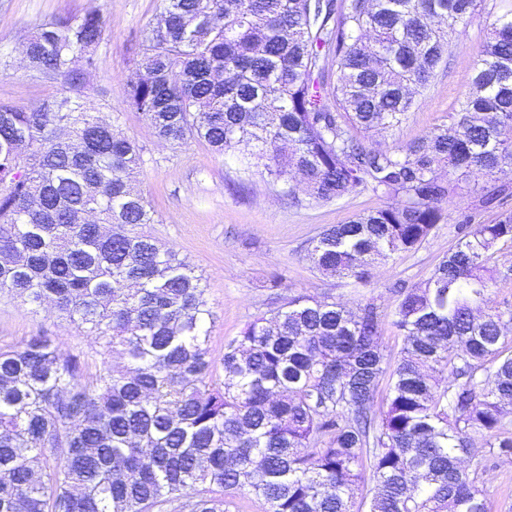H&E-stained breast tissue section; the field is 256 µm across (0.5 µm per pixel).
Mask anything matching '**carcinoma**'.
Instances as JSON below:
<instances>
[{"label":"carcinoma","mask_w":512,"mask_h":512,"mask_svg":"<svg viewBox=\"0 0 512 512\" xmlns=\"http://www.w3.org/2000/svg\"><path fill=\"white\" fill-rule=\"evenodd\" d=\"M481 3L162 0L123 103L163 142L301 175L311 203L401 197L311 243L321 274L357 288L447 220L451 180L512 168V12L475 47L451 125L362 140L403 122ZM104 34L94 10L39 25L27 67L65 93L0 105V291L104 340L65 357L49 336L0 346V512H231L248 496L264 512H487L480 476L512 457V309L489 266L512 217H464L425 287L400 293L395 361L375 304L297 295L225 340L218 369L201 278L138 231L158 223L142 147L80 102ZM475 433L488 451L467 467ZM389 320V318H385L382 323L381 348L385 357L394 361L399 356L402 348V339L390 325Z\"/></svg>","instance_id":"carcinoma-1"}]
</instances>
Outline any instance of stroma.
<instances>
[{"instance_id":"35a3bbf8","label":"stroma","mask_w":512,"mask_h":512,"mask_svg":"<svg viewBox=\"0 0 512 512\" xmlns=\"http://www.w3.org/2000/svg\"><path fill=\"white\" fill-rule=\"evenodd\" d=\"M511 9L512 0H484L462 43L449 49L405 120L373 133L368 144L402 145L450 123L457 100L471 87L473 47L484 39L488 24ZM90 10L102 16L106 36L95 51L98 65L82 102L142 147L140 187L158 214L157 223L145 230L172 247L201 277L212 313L213 359H220L225 338L237 335L255 315L298 294L352 308L371 302L391 312L398 289L424 285L457 243L462 214L471 215L473 223L490 224L512 213V172L494 176L490 183L507 186L509 193L489 205L483 202L488 182L460 183L448 199V223L438 225L418 248L375 268L366 287L352 290L343 280L317 272L307 250L327 226L390 204L389 196L366 189L326 204L308 203L301 186L243 174L239 153L218 155L194 141L179 147L161 142L139 113L122 105V83L142 59L138 33L156 24L160 0H0V102L28 107L60 95V81L30 71L22 63L21 49L43 22ZM36 333L51 336L64 353L99 345L87 327L70 322L52 306L34 312L1 293L0 346ZM479 487L488 512H512V461L491 466Z\"/></svg>"}]
</instances>
